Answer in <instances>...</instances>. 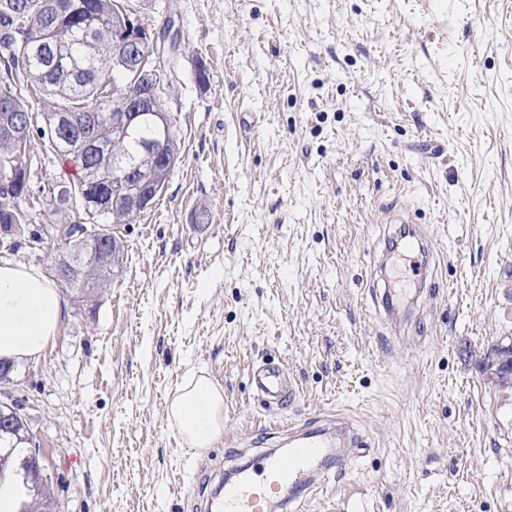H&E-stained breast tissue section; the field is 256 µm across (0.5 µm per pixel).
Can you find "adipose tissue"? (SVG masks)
Wrapping results in <instances>:
<instances>
[{"label": "adipose tissue", "instance_id": "adipose-tissue-1", "mask_svg": "<svg viewBox=\"0 0 512 512\" xmlns=\"http://www.w3.org/2000/svg\"><path fill=\"white\" fill-rule=\"evenodd\" d=\"M63 301L40 272L0 264V359L39 358L55 336ZM167 417L192 448L210 447L224 427V395L208 378L190 375L172 396Z\"/></svg>", "mask_w": 512, "mask_h": 512}]
</instances>
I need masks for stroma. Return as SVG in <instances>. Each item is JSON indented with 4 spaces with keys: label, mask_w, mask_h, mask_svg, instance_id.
Here are the masks:
<instances>
[{
    "label": "stroma",
    "mask_w": 512,
    "mask_h": 512,
    "mask_svg": "<svg viewBox=\"0 0 512 512\" xmlns=\"http://www.w3.org/2000/svg\"><path fill=\"white\" fill-rule=\"evenodd\" d=\"M128 5L180 28L165 101L182 153L121 226L110 288H62L56 336L12 375L61 512H204L215 475L337 414L359 447L278 512H512V391L464 354L512 342V0ZM30 149L25 237L0 263L50 277L71 163ZM396 208L435 262L418 295L400 260L394 335L370 291ZM265 364L296 387L285 412L253 391ZM193 373L224 392L203 450L167 419Z\"/></svg>",
    "instance_id": "35a3bbf8"
}]
</instances>
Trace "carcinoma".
Listing matches in <instances>:
<instances>
[{
	"instance_id": "carcinoma-1",
	"label": "carcinoma",
	"mask_w": 512,
	"mask_h": 512,
	"mask_svg": "<svg viewBox=\"0 0 512 512\" xmlns=\"http://www.w3.org/2000/svg\"><path fill=\"white\" fill-rule=\"evenodd\" d=\"M126 0H0V32H15L10 41L0 40V58L8 75L0 74V104L11 101L21 109L23 126L13 138H0V183L3 176L31 157L29 144L38 134L59 156H70L80 167L77 181L59 185L57 201L76 204L79 221L70 228L98 227L97 239L108 247L110 258L120 262L121 245L112 227L128 224L132 217L122 212L86 211L82 203L92 194L90 179L113 180L112 161L95 160L81 139L54 123L56 114L94 112L99 117V139L112 143V116L128 96V89L140 84L145 73L136 72L112 53L125 16L119 4ZM34 87L43 95L42 112L24 104L21 89ZM43 126H37V119ZM156 128L146 122L128 129L117 151L126 152L141 162L142 178L151 177V162L144 144L154 138ZM14 198L0 201V227L10 235L24 232L27 215L20 206L22 190L11 185ZM75 270L63 278L70 288L91 298L112 282V264H100L97 243L78 246ZM490 382L502 390L512 388V359L499 365V374ZM12 451L18 454L17 472L28 467L30 428L24 424L6 435ZM57 502L49 492V480L19 491L14 512H52Z\"/></svg>"
}]
</instances>
